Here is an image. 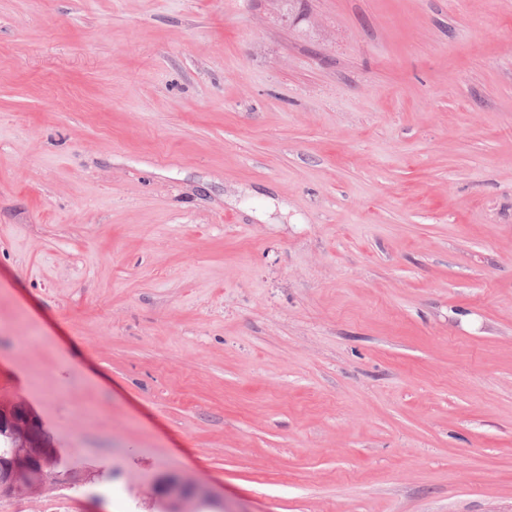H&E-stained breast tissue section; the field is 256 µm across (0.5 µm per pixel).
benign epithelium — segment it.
I'll list each match as a JSON object with an SVG mask.
<instances>
[{"label":"benign epithelium","mask_w":512,"mask_h":512,"mask_svg":"<svg viewBox=\"0 0 512 512\" xmlns=\"http://www.w3.org/2000/svg\"><path fill=\"white\" fill-rule=\"evenodd\" d=\"M0 429L6 431L11 444V456L0 466V496H23L38 491L51 483L70 477L55 468L54 452L42 445L36 429L21 416L1 419ZM154 498L161 512L180 509V503L189 499L208 502L201 485L183 483L176 478L158 482Z\"/></svg>","instance_id":"obj_1"}]
</instances>
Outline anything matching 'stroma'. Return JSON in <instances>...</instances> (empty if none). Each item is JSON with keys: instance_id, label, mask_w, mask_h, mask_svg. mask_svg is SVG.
I'll list each match as a JSON object with an SVG mask.
<instances>
[{"instance_id": "obj_1", "label": "stroma", "mask_w": 512, "mask_h": 512, "mask_svg": "<svg viewBox=\"0 0 512 512\" xmlns=\"http://www.w3.org/2000/svg\"><path fill=\"white\" fill-rule=\"evenodd\" d=\"M0 512H512V0H0ZM11 444V456L0 471V496H23L38 491L47 484L64 481L71 473H61L55 467L54 452L45 448L36 429L21 416L0 420ZM0 434V456L8 452L9 442ZM66 477V478H63ZM201 485L196 483H183L175 477L171 480L156 482L154 486V498L162 507L161 512L169 510L183 511L180 503L189 499L208 502L210 498L203 494Z\"/></svg>"}]
</instances>
